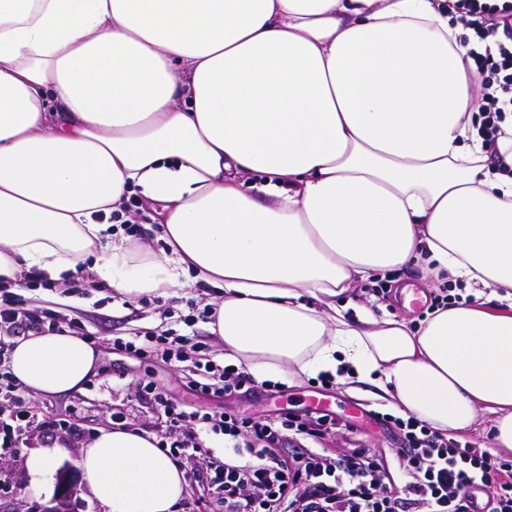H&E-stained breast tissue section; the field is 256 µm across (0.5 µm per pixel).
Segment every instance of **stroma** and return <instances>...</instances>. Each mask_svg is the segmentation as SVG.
Here are the masks:
<instances>
[{
    "label": "stroma",
    "instance_id": "35a3bbf8",
    "mask_svg": "<svg viewBox=\"0 0 512 512\" xmlns=\"http://www.w3.org/2000/svg\"><path fill=\"white\" fill-rule=\"evenodd\" d=\"M422 269L411 264L401 268L389 281L364 284L366 294L376 295L379 314L406 318L420 324L432 313L431 307L407 309L400 295L404 284L421 279ZM220 295L218 289L186 279L184 286L163 295L130 298L114 289L102 287L95 278L76 285L52 283L43 286L23 282L18 288H0V301L22 302L35 312H51L57 321L79 324L86 339L100 353V369L83 390L57 396H37L26 388L17 393H0V407L15 399L26 402L30 422L18 430L15 455L0 458V512H41L57 491L56 476H49L43 490L31 486L26 467L30 453L55 450V468L77 465L79 453L99 430L112 427V415L123 412L130 428L163 439L165 416L141 396L146 385H154L187 411L217 416L231 411L245 417L269 420L288 412L304 414L309 396L324 393L334 413L349 420L351 408L390 412L387 401L375 395L373 385L358 382L354 387L334 384L325 389L320 379L302 376L290 379L281 375L264 380L248 394L191 389L189 379L195 364L222 361L224 346L210 329L204 313ZM194 335L199 347L190 360L163 365L140 360L123 347L133 337H157L170 332ZM187 487L173 512H224L222 493L206 480L207 465L198 460L181 464Z\"/></svg>",
    "mask_w": 512,
    "mask_h": 512
}]
</instances>
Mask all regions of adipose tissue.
<instances>
[{"mask_svg":"<svg viewBox=\"0 0 512 512\" xmlns=\"http://www.w3.org/2000/svg\"><path fill=\"white\" fill-rule=\"evenodd\" d=\"M459 33L446 0H0V286L90 256L130 297L192 270L224 291L225 360L373 383L446 434L486 412L512 451V178L472 127ZM134 195L161 206L164 257L126 243ZM421 259L472 301L416 329L336 306ZM9 366L47 396L99 358L46 332ZM78 465L105 512H171L186 486L137 430Z\"/></svg>","mask_w":512,"mask_h":512,"instance_id":"adipose-tissue-1","label":"adipose tissue"}]
</instances>
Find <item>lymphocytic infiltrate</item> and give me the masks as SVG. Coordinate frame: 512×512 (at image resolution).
<instances>
[{"mask_svg":"<svg viewBox=\"0 0 512 512\" xmlns=\"http://www.w3.org/2000/svg\"><path fill=\"white\" fill-rule=\"evenodd\" d=\"M477 40L466 55L468 73L480 83L478 134L490 156H498L503 123L512 113V30L495 48L485 42L496 31V6L462 0ZM373 420L398 435L397 470L352 439L353 427L326 413L260 421L227 412L211 422L233 443L234 456L214 466L224 488V512H472L467 489L478 481L490 491V512H512V463L448 440L416 417L376 412ZM321 440L349 435L347 447L330 455L309 448L283 454L284 432Z\"/></svg>","mask_w":512,"mask_h":512,"instance_id":"lymphocytic-infiltrate-1","label":"lymphocytic infiltrate"}]
</instances>
